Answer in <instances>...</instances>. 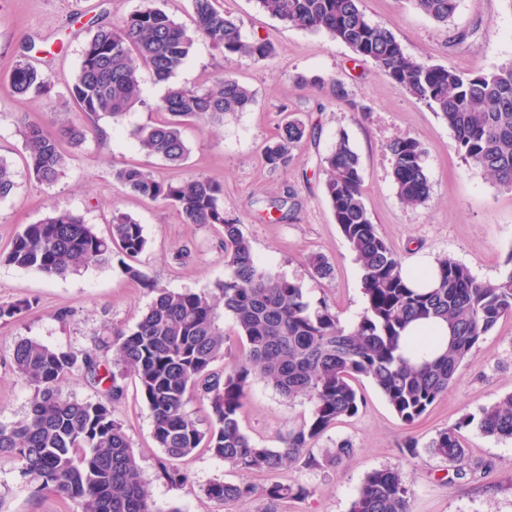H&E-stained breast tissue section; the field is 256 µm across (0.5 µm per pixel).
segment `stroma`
Here are the masks:
<instances>
[{"label":"stroma","mask_w":512,"mask_h":512,"mask_svg":"<svg viewBox=\"0 0 512 512\" xmlns=\"http://www.w3.org/2000/svg\"><path fill=\"white\" fill-rule=\"evenodd\" d=\"M149 0H0V158L16 171L13 194L0 203V253L8 250L25 225L50 209L82 216L97 232L108 229L113 209L144 228L148 239L139 255L141 268L161 286L201 292L223 279L224 247L219 226L184 223L172 206L135 195L115 182L114 168L136 164L156 179L208 177L224 186V210L241 222L256 259L299 283L311 307L327 306L342 323L357 320L366 307L362 273L335 223L323 191L322 160L338 133H347L360 156L363 198L380 234L403 264L416 258H455L480 279H496L512 256V189L496 184L461 158L452 130L440 115L382 75L371 60L356 55L328 34L288 26L264 12L257 0H220L247 38L270 40L274 55L265 61L225 55L223 48L197 38L190 59L174 84L197 86L232 75L255 93L245 112H229L215 126L186 127L190 148L184 168L175 170L141 153L132 130L154 123L156 105L167 86L143 74V104L112 126L111 144L88 137L69 148L68 165L53 186L38 183L24 159L19 119L54 129L57 123L86 125L68 94L82 51L96 26L109 24ZM367 18L389 27L407 53L450 69L485 72L512 59V0H457L448 23L421 11L413 0H361ZM27 57L50 77V98L13 94L10 72ZM347 92L337 99L336 85ZM297 120L307 139L285 170L271 169L263 148L278 126ZM398 136L416 138L424 151L430 184L428 200L418 206L396 194L393 159L386 145ZM293 195L297 210L286 222L269 219V200ZM319 254L334 269L318 279L306 257ZM152 298L124 276L119 265H93L77 275L48 279L0 261V305L32 299L36 305L18 320L0 321V423L21 419L28 411L29 387L12 370L15 345L31 339L54 349H91L108 330L130 329ZM112 412L138 454L151 483L156 512H267L260 496L220 503L205 495L214 482L263 487L270 476L230 468L205 450L186 466L188 483L169 484L162 476L164 455L152 435V418L133 377ZM358 390L359 413L329 428L316 442L314 465L282 470L276 479L305 485L310 495L276 504V512H350L365 476L385 468L402 469L411 487L410 512H512V439L485 436L470 425L463 431L468 458L458 476L427 442L441 428L512 393V315L483 336L461 368L456 383L412 425H405L369 380ZM309 404L288 400L265 383H255L240 413L243 430L259 445L277 448L289 426L307 416ZM414 437L408 452L401 443ZM352 443L355 454L337 465L325 463L337 444ZM0 512H81L21 477L15 463H0Z\"/></svg>","instance_id":"obj_1"}]
</instances>
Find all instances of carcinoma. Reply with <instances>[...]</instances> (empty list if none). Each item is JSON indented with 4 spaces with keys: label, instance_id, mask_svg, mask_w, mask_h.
<instances>
[{
    "label": "carcinoma",
    "instance_id": "1",
    "mask_svg": "<svg viewBox=\"0 0 512 512\" xmlns=\"http://www.w3.org/2000/svg\"><path fill=\"white\" fill-rule=\"evenodd\" d=\"M258 2L281 22L326 32L371 60L385 77L448 123L469 165L512 188V59L486 73L426 64L409 55L388 27L371 22L360 0ZM414 2L443 24L457 7V0ZM192 6L191 31L153 6L96 28L68 87L90 125L62 124L50 132L20 121L26 166L37 181L54 185L68 165L64 144L76 146L89 134L99 136V120L115 123L143 103L140 71L149 70L159 82L170 80L188 62L197 37L209 39L226 55L257 61L273 55L270 42L246 39L238 21L218 8L216 0H192ZM10 81L18 95L51 97L48 75L24 59L16 61ZM254 105L253 91L227 74L211 84L174 85L156 106L163 118L133 136L141 152L179 168L190 152L183 137L185 122H221L224 113L245 112ZM305 138L306 128L299 122L279 126L264 148L267 165L288 168ZM387 149L400 200L411 206L424 203L430 186L418 140L398 137ZM323 168L334 220L362 271L367 306L349 325L325 307H311L298 283L257 261L240 220L224 212V186L212 179L159 181L135 165L113 171L126 190L178 208L186 223L222 227L227 273L207 292H176L154 281L137 264L148 243L143 227L118 209L105 235L69 211L52 210L26 225L4 255L9 264L63 278L116 258L126 277L153 299L133 328L114 332L110 342L100 340L96 352L55 350L33 340L15 345L13 371L32 396L22 419L0 424V460L19 463L22 477L77 502L82 512H155L150 482L110 409L124 396L121 380L128 372L138 381L151 412L153 439L166 456L163 476L175 486L189 480L178 462L199 448L243 472L272 474L293 465L330 426L358 413L362 399L356 382L362 378L374 384L404 423L424 416L447 394L481 338L512 314V256L507 260L511 268L496 280H481L444 256L431 274L416 272L415 279L427 278L429 286L414 288L364 204L360 157L347 134L336 135ZM15 186V171L1 158L0 201ZM295 206L291 196L270 204L278 222L289 219ZM32 308L30 300L0 305V320H14ZM222 311L233 320L242 352L219 373L213 366L224 359ZM411 324L438 325L447 342L421 357L419 347L433 344L436 337L426 332L407 341ZM108 348L115 371L106 376L99 351ZM74 374L100 387V397L82 400L66 391L63 383ZM256 382L272 386L290 401L304 399L311 405L309 416L288 430L279 448L262 447L242 430L239 415ZM194 394L207 401L205 424L187 411ZM474 422L487 436L512 439V394L482 408L477 418L440 429L426 448L451 466L461 464L467 452L462 431ZM258 492L271 504L310 495L307 487L282 481L260 490L214 482L205 490L209 499L224 504ZM408 496L402 471L375 470L366 475L350 512H408Z\"/></svg>",
    "mask_w": 512,
    "mask_h": 512
}]
</instances>
